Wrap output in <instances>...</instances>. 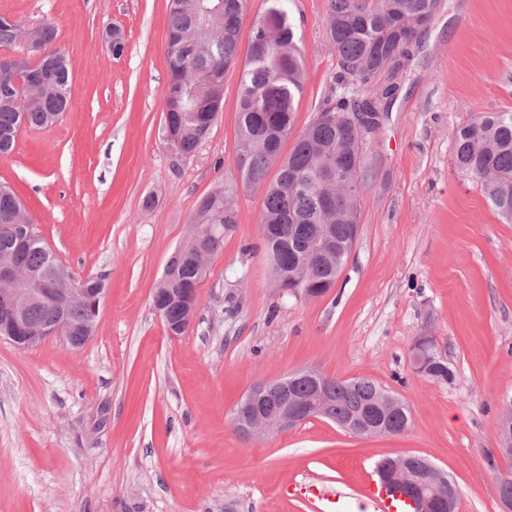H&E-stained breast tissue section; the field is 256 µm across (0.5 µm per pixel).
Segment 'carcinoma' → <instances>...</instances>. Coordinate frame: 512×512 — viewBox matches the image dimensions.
<instances>
[{
    "mask_svg": "<svg viewBox=\"0 0 512 512\" xmlns=\"http://www.w3.org/2000/svg\"><path fill=\"white\" fill-rule=\"evenodd\" d=\"M290 0H264L265 8L249 33L248 53L239 62V44L249 0H170L167 32L168 84L165 127L178 135L179 152L194 154L208 134L224 100L199 107L196 88L208 82L224 87L226 72L242 65L239 92L237 170L245 184L264 191L260 225H271L288 248L276 250L262 236L265 255L291 268L304 257L308 242L323 224L334 225L336 242L347 243L358 223L359 203L351 187L360 156L361 134L353 118L379 112L396 98L397 74L413 57L425 26L421 17L439 0H329L326 34L336 49L337 68L330 94L287 155L283 145L294 131L297 97L304 89V67L290 18ZM58 31L41 24L43 47L55 55L28 64L20 76L0 70V157L8 156L22 125L41 129L55 123L70 107L71 68L66 55L52 47ZM457 169L480 180L481 189L504 218L512 220V112H475L452 132ZM275 177H269L272 168ZM237 187L220 183L203 196L192 218L196 223L222 224L224 236L237 224ZM331 195L333 203L322 205ZM20 205L7 186H0V252L14 249L1 227L10 223ZM48 248L39 242L17 253L18 262L39 269ZM197 248L184 251L177 262L172 288L202 282L190 259ZM347 258L319 257L308 265L302 287L324 295L335 285ZM67 320L80 326L91 313L85 301L67 309ZM27 318L35 326L58 320L53 307L33 305ZM382 387L358 378L346 383L336 377L325 384L335 397L334 414L370 409Z\"/></svg>",
    "mask_w": 512,
    "mask_h": 512,
    "instance_id": "cac0c4a2",
    "label": "carcinoma"
}]
</instances>
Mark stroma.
<instances>
[{
	"label": "stroma",
	"instance_id": "stroma-1",
	"mask_svg": "<svg viewBox=\"0 0 512 512\" xmlns=\"http://www.w3.org/2000/svg\"><path fill=\"white\" fill-rule=\"evenodd\" d=\"M303 130L327 98L336 51L328 0H291ZM169 0H0L52 22L72 67L53 126L21 129L0 181L73 279L103 278L93 336L21 349L0 340V512H317L306 488L364 512L375 466L409 452L462 490L458 512H500L497 416L512 399V223L454 164L453 129L512 112V0H441L368 139L359 234L335 286L279 292L259 247L262 191L239 187L238 224L171 335L151 305L199 200L236 177L240 69L196 152L166 139ZM125 40L113 57L106 31ZM433 337L451 381L414 372ZM314 366L368 378L410 409L407 430L358 438L314 418L243 440L232 412L258 381Z\"/></svg>",
	"mask_w": 512,
	"mask_h": 512
}]
</instances>
